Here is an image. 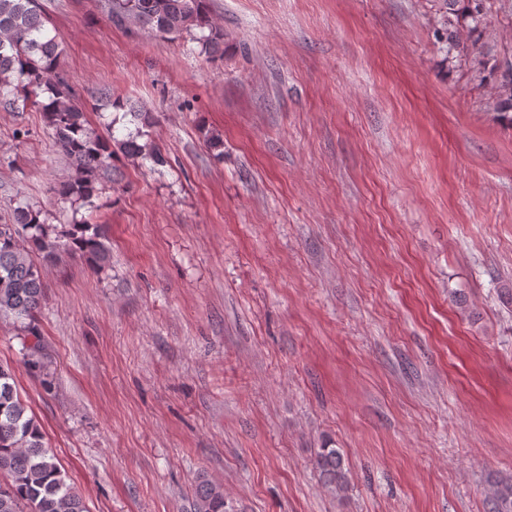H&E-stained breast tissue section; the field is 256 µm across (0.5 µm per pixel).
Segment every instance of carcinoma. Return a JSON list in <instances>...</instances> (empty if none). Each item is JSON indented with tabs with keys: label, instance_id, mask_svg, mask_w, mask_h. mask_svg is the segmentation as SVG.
Returning a JSON list of instances; mask_svg holds the SVG:
<instances>
[{
	"label": "carcinoma",
	"instance_id": "1",
	"mask_svg": "<svg viewBox=\"0 0 512 512\" xmlns=\"http://www.w3.org/2000/svg\"><path fill=\"white\" fill-rule=\"evenodd\" d=\"M439 37L448 62L469 66L473 78L494 84L493 118L512 126V48L485 40L494 14L512 20V0H437ZM107 19L147 34L189 38L211 58L224 56V28L215 24L208 0H106ZM41 0H0V106L32 103L43 112L57 150L72 165L58 193L86 203L101 193V176L117 154L141 159L157 169L168 164L159 147L145 142L142 129L122 138L105 137L90 125L79 97L60 68L59 44L49 36ZM466 29L461 40L460 29ZM45 97L46 101L39 100ZM61 251L77 252L94 268L110 261L100 227L86 220L55 233L41 212L19 207L14 223L0 224V316L13 319L27 336L40 339L37 314L45 297L41 267ZM16 388L15 373L0 364V512H88L80 493L67 482L44 433ZM324 486L335 494L348 488L343 453L324 444L315 460ZM492 512H512V479L492 482ZM193 512H229L224 490L203 478L196 485Z\"/></svg>",
	"mask_w": 512,
	"mask_h": 512
}]
</instances>
